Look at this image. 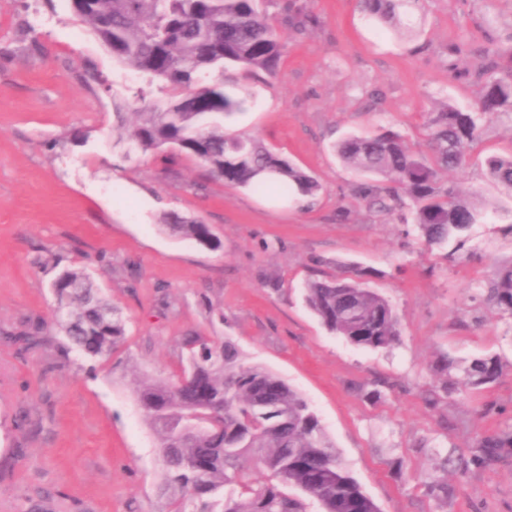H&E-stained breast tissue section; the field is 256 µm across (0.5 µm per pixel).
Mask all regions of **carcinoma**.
<instances>
[{
  "label": "carcinoma",
  "mask_w": 512,
  "mask_h": 512,
  "mask_svg": "<svg viewBox=\"0 0 512 512\" xmlns=\"http://www.w3.org/2000/svg\"><path fill=\"white\" fill-rule=\"evenodd\" d=\"M72 8L112 61L140 79L135 97L147 101L127 139L131 150L163 153L173 166L194 157L206 177L227 185L266 192L276 176L277 194L312 196L319 183L245 134L224 131V118L244 110L235 92L258 71L280 73L285 55L279 27L261 0H71ZM376 25L413 32L411 18L420 0H358ZM285 21L301 30L313 18L296 6ZM480 86L468 109L451 103L429 113L426 150L413 151L402 136L382 129L342 139L335 151L355 171L381 176L384 186L361 188L368 208L391 210L408 199L415 226L426 244L452 241L465 246L474 224L493 215L496 233L512 240V209L469 201L443 188L442 172L456 170L479 142L483 125L512 112V43L485 53L467 72ZM489 179L512 198V155L486 162ZM172 232L213 244L208 225L177 215L163 218ZM366 273L351 268L307 283L305 301L321 323L347 342L389 350L399 337L400 319L392 304L363 286ZM55 305L64 315L55 325L63 349L90 359H109L125 336L120 311L105 300L81 268L61 271L51 282ZM482 302L512 317V261L492 270L480 285ZM4 339L36 349L47 344L43 322H31ZM185 365L174 380L140 382L135 400L157 436L165 512H307L312 497L320 512H379L344 466L319 416L308 401L270 370L241 361L230 342L212 345L201 336L184 341ZM437 383L424 400L433 406L460 388L489 389L502 376L496 354L458 359L444 355L432 366ZM471 462L481 468L512 455V430L478 437ZM272 479L260 482L254 474Z\"/></svg>",
  "instance_id": "cac0c4a2"
}]
</instances>
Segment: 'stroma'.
Instances as JSON below:
<instances>
[{"label": "stroma", "mask_w": 512, "mask_h": 512, "mask_svg": "<svg viewBox=\"0 0 512 512\" xmlns=\"http://www.w3.org/2000/svg\"><path fill=\"white\" fill-rule=\"evenodd\" d=\"M297 3L315 25H281L280 74L247 79L253 97L227 120L318 181L315 196L275 211L252 189L202 181L194 158L166 174L152 155L124 154L112 113L136 110L134 72L69 0H0V330L52 321L49 284L64 268L87 270L125 319L107 361L0 339V512H163L157 439L131 379L169 376L196 335L232 341L297 389L380 512H512V458L469 463L474 439L512 427V318L475 288L512 260V241L476 224L477 257L426 247L407 207L357 199L382 179L333 150L382 127L424 149L427 112L471 107L479 87L463 71L512 42V0H422L410 37L371 26L357 0ZM493 155H512L511 118L486 124L478 152L441 183L504 204L485 169ZM170 213L208 224L217 247L170 233ZM347 264L398 311L391 351L350 344L307 307L306 283ZM447 352L498 354L503 375L429 407L430 368ZM380 378L389 388L370 396ZM489 400L494 413L481 415ZM425 440L458 456L456 469H437ZM443 478L444 503L428 491Z\"/></svg>", "instance_id": "stroma-1"}]
</instances>
